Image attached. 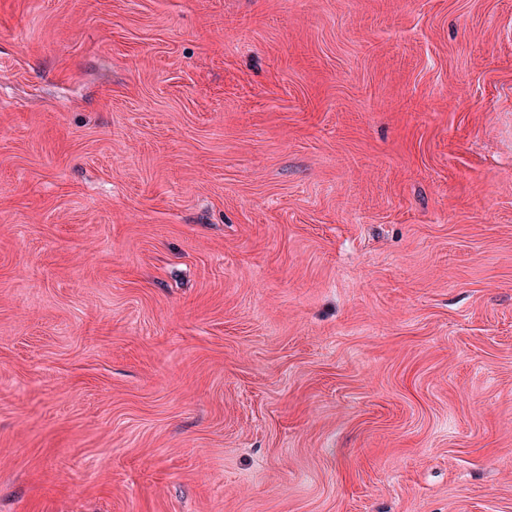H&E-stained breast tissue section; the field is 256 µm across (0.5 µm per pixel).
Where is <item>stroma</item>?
Listing matches in <instances>:
<instances>
[{
	"mask_svg": "<svg viewBox=\"0 0 512 512\" xmlns=\"http://www.w3.org/2000/svg\"><path fill=\"white\" fill-rule=\"evenodd\" d=\"M0 512H512V0H0Z\"/></svg>",
	"mask_w": 512,
	"mask_h": 512,
	"instance_id": "1",
	"label": "stroma"
}]
</instances>
